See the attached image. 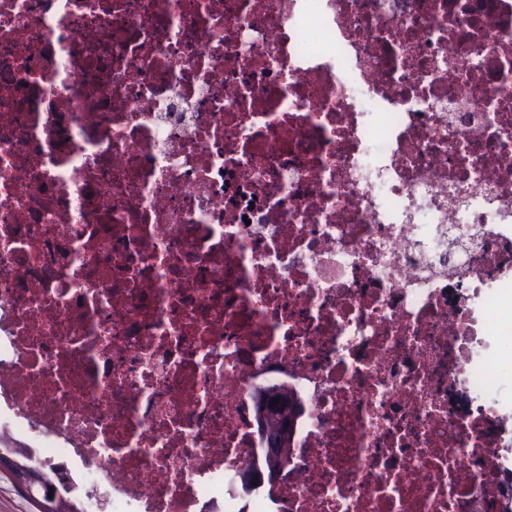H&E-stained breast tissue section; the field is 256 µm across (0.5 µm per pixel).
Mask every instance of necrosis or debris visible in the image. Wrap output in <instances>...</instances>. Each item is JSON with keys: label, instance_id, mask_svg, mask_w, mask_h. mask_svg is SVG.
Returning a JSON list of instances; mask_svg holds the SVG:
<instances>
[{"label": "necrosis or debris", "instance_id": "necrosis-or-debris-1", "mask_svg": "<svg viewBox=\"0 0 512 512\" xmlns=\"http://www.w3.org/2000/svg\"><path fill=\"white\" fill-rule=\"evenodd\" d=\"M512 0H0V442L78 501L512 512ZM488 358L477 363V367L483 369L494 377L490 383L481 390L482 400L489 406L495 407L501 414H512V366L506 362V358L512 361V335L484 337ZM501 362L498 369L497 363ZM283 389L280 386L269 385L266 395L263 391V386L258 385L255 389L254 397L258 399V406L260 410L257 414V424L258 431L260 436V442L263 448H259L263 463H257L254 465L257 460H254L248 465L240 470L238 474L239 481L247 488H261V487H269V491H273L274 487L279 483L280 477L283 472L286 470V466H282V456H281V439L276 436L273 431H270L266 424V415L268 413H279L282 417V425H283V435H288V438L285 443L286 454L285 457L287 460L290 459V439L292 431L288 434V428L291 429L293 423L304 414L305 406L301 399H296L295 403H291V412L288 417V402H281L277 406H269L267 403V399L269 402H272L274 398L281 399L283 395ZM267 396V397H266ZM250 466V467H249ZM254 478L258 479V483H254Z\"/></svg>", "mask_w": 512, "mask_h": 512}]
</instances>
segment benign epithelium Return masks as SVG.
Instances as JSON below:
<instances>
[{"mask_svg":"<svg viewBox=\"0 0 512 512\" xmlns=\"http://www.w3.org/2000/svg\"><path fill=\"white\" fill-rule=\"evenodd\" d=\"M254 397L258 399V406L260 407L257 414V424L262 445L260 449L262 462L241 469L238 479L247 488L267 486L272 490L279 483L286 467L281 465V439L268 429L266 415L269 413L281 415L283 435L286 436L288 435V428L292 427L293 423L304 414L305 406L300 399L295 400L292 405L282 402L277 406H270L261 385L256 386ZM0 470L8 471L21 487L29 491L37 485L45 490V493L41 495L33 494L38 512H62L64 510L65 495L57 487L51 490L48 489L37 466L32 464L22 467L9 454L5 453L0 457Z\"/></svg>","mask_w":512,"mask_h":512,"instance_id":"7a95c632","label":"benign epithelium"}]
</instances>
